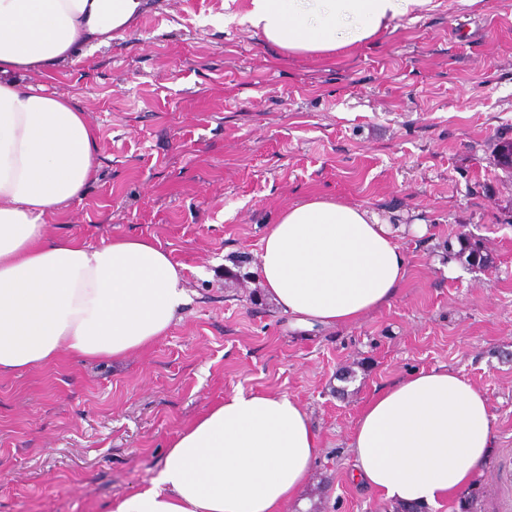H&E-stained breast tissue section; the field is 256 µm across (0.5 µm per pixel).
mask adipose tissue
<instances>
[{"instance_id": "obj_1", "label": "adipose tissue", "mask_w": 512, "mask_h": 512, "mask_svg": "<svg viewBox=\"0 0 512 512\" xmlns=\"http://www.w3.org/2000/svg\"><path fill=\"white\" fill-rule=\"evenodd\" d=\"M431 0H248L244 16L291 54L322 58L365 42ZM143 0H0V377L61 357L115 361L165 336L187 294L156 242L48 238L46 214L80 197L98 166L96 133L66 93L49 91L78 41L108 44ZM35 82H28L30 74ZM427 225L313 197L289 206L261 242L267 295L304 323L359 321L396 297L400 240ZM486 399L447 368L377 388L351 434L353 476L393 503L460 496L492 450ZM320 437L299 402L238 390L186 425L150 485L105 512H285Z\"/></svg>"}]
</instances>
